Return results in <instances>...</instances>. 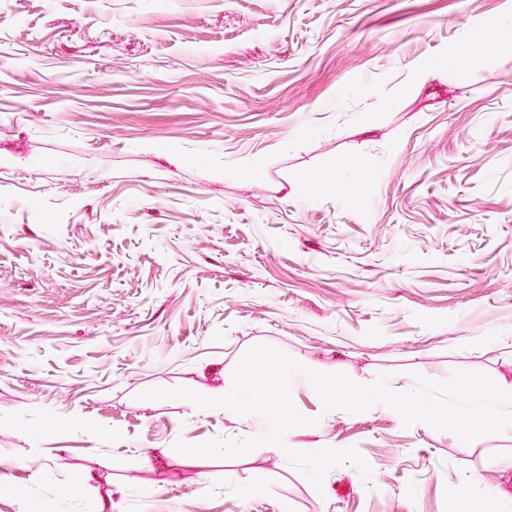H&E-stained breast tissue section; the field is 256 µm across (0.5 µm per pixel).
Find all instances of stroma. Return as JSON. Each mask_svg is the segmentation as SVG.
Instances as JSON below:
<instances>
[{
	"instance_id": "obj_1",
	"label": "stroma",
	"mask_w": 512,
	"mask_h": 512,
	"mask_svg": "<svg viewBox=\"0 0 512 512\" xmlns=\"http://www.w3.org/2000/svg\"><path fill=\"white\" fill-rule=\"evenodd\" d=\"M512 0H6L0 512H512V436L470 443L293 376L288 448L212 397L254 345L398 392L512 389ZM461 52L456 75L429 62ZM337 183L325 186L316 174ZM255 485L241 498L238 487Z\"/></svg>"
}]
</instances>
